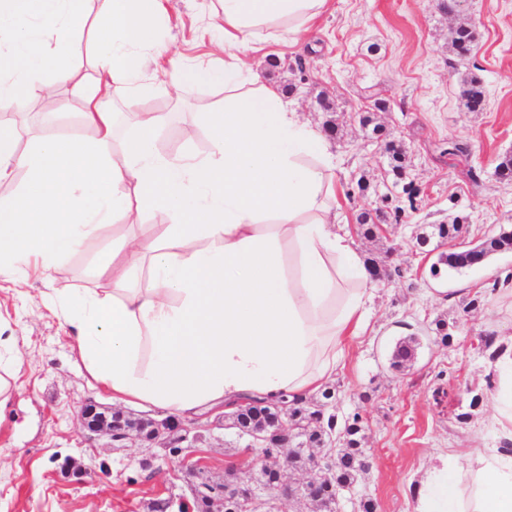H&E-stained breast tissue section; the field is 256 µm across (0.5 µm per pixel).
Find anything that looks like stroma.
Masks as SVG:
<instances>
[{
    "instance_id": "obj_1",
    "label": "stroma",
    "mask_w": 512,
    "mask_h": 512,
    "mask_svg": "<svg viewBox=\"0 0 512 512\" xmlns=\"http://www.w3.org/2000/svg\"><path fill=\"white\" fill-rule=\"evenodd\" d=\"M443 0H333L300 44L266 37L264 77L315 123L336 112L340 132L329 138L336 158V199L349 226L379 206L378 193L392 185L387 173L386 140L402 142L408 157L406 177L420 189L416 210L402 223H386L373 239L358 238L360 252L379 258L405 276L376 284L369 330L350 339L343 360L329 382L335 392L329 412L345 417L360 413L366 428L367 467L354 486V499L342 512H360L359 501L372 500L378 512H412V491L437 456L474 443L499 441L490 421L497 373L477 350L481 337L512 324V288L495 287L484 266L430 274L433 259L419 248L417 234L427 225L467 216L477 238L512 227V184L499 181L494 168L512 154V0H461L454 11ZM103 0H88L90 20L76 35L70 63L78 75L93 77L97 58L92 45ZM220 9L218 0H169L158 27L164 56L190 64L219 66L209 31ZM465 23L476 35L469 56L453 54L449 33ZM478 74L486 88L482 110L467 111L460 100V79ZM385 109H377L376 101ZM220 86L186 85L179 90L149 87L135 101L117 100L119 112H167L169 123L155 141L159 154H186L202 160L211 152L204 118L222 108ZM371 115L386 139L368 138L360 124ZM0 124L13 128L19 149L50 131L63 137L90 134L77 108L32 97L24 121L1 113ZM468 149L467 157L446 153L449 141ZM481 171L471 181L468 167ZM112 244L104 226L78 253L63 262L50 282L29 276L0 285V318L8 319L26 350L11 406L0 420V512H149L158 498L193 502L200 477L223 481L235 465L247 482L257 480V451L248 437L227 426L223 410L187 419L199 436L191 456L203 459V474L185 465L160 444L136 441L112 449L106 438H89L79 421L87 400L111 405L112 393L87 372L63 319L42 295L49 288L69 291L88 285L87 268ZM475 309H468L469 301ZM454 324L450 343L435 339V320ZM420 339L410 368L393 370L390 355L408 334ZM448 395L435 401L436 388ZM468 407L463 423L455 404ZM74 457L89 473L65 477L59 465Z\"/></svg>"
}]
</instances>
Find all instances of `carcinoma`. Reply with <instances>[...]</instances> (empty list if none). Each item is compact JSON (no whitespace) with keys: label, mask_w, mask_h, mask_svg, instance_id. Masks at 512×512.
I'll return each mask as SVG.
<instances>
[{"label":"carcinoma","mask_w":512,"mask_h":512,"mask_svg":"<svg viewBox=\"0 0 512 512\" xmlns=\"http://www.w3.org/2000/svg\"><path fill=\"white\" fill-rule=\"evenodd\" d=\"M451 45L459 56L470 53L475 36L469 27H459L451 32ZM461 98L463 105L470 111L482 109L485 102V88L481 78L473 73L464 76L461 80ZM388 165L394 183H402L405 174V152L399 146L388 148ZM381 210L384 215L394 223L399 224L405 217V208L393 203V200L382 197ZM467 217L454 215L448 218L446 224H431L429 232L421 237L418 245L424 247L433 245L435 250L434 261L430 266V273L440 277L450 271H458L486 263L496 255L512 251V228H501L498 233L488 236L475 243H469L462 248L446 249V245L457 241L466 233L465 223ZM415 338L410 336L396 343L391 367L395 370L407 368L414 355ZM271 408L253 403L239 409L238 420L247 430L259 429L266 438L265 447L262 448L266 458H278L281 448V437L277 427L269 422ZM288 430L294 432L297 443L292 452L288 453L285 463H273L261 468L259 481L270 487L282 477L286 470H308L312 468L314 460L323 445L324 437L328 432L338 434L341 448L336 452L335 463L329 473L333 489L348 487L357 479L359 472L364 468V421L360 414L354 413L342 420L334 415H325V409L314 408L309 405L292 403L288 406ZM224 487L208 479L201 481L196 489L193 507L196 512H209L211 499L221 495Z\"/></svg>","instance_id":"carcinoma-1"}]
</instances>
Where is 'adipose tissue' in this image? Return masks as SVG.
Listing matches in <instances>:
<instances>
[{
	"instance_id": "ef3b65f1",
	"label": "adipose tissue",
	"mask_w": 512,
	"mask_h": 512,
	"mask_svg": "<svg viewBox=\"0 0 512 512\" xmlns=\"http://www.w3.org/2000/svg\"><path fill=\"white\" fill-rule=\"evenodd\" d=\"M84 2L0 0V110L71 83L93 131L50 133L22 151L0 127V180L26 173L0 200V281L31 267L51 277L104 224L127 223L130 235L97 258L95 287L54 299L113 403L183 418L251 399L310 402L346 340L367 330L375 280L334 202L337 164L322 130L263 82L248 51L266 31L302 39L332 0H221L223 66L169 69L154 32L165 0H106L110 35L94 46L90 85L67 60L88 22ZM48 33L61 40L51 56ZM149 69L174 89L223 84L224 108L206 118L210 158L158 154L162 113H141L115 141L110 103L134 97ZM146 207L162 223H141ZM24 361L14 329L0 323V411ZM495 367L500 445L449 452L414 492L413 512H512V342Z\"/></svg>"
}]
</instances>
